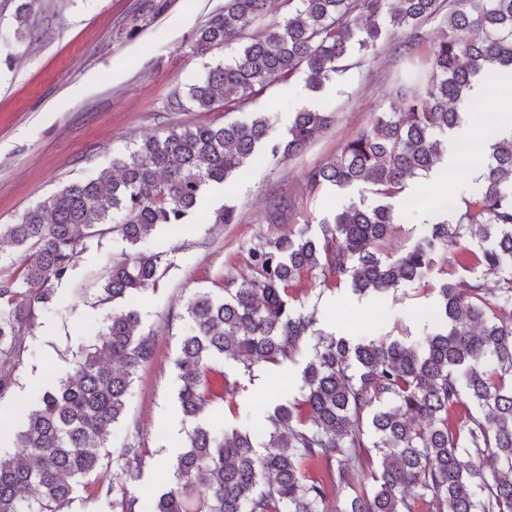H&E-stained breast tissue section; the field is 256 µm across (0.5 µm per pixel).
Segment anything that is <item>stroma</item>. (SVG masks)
Instances as JSON below:
<instances>
[{
    "label": "stroma",
    "instance_id": "obj_1",
    "mask_svg": "<svg viewBox=\"0 0 512 512\" xmlns=\"http://www.w3.org/2000/svg\"><path fill=\"white\" fill-rule=\"evenodd\" d=\"M16 5L17 0H0V224L16 223L63 185L110 166L133 143L178 127L223 122V113L175 110L171 103L185 97L206 66L224 58L221 50L203 56L192 51L197 29L222 10L224 0H34L30 33L23 38L16 34ZM397 42L387 35L377 56L321 87H312L301 72L249 100L234 119L267 113L277 138L287 135L296 113L305 109L331 113L333 121L301 155L257 160L225 184L209 187L198 206L199 223L160 230L143 243L144 251L162 253L163 266L156 285L128 305L139 312L142 327L156 334L157 350L134 379L125 418L110 431L102 472L113 476L129 468L125 485L144 501L165 485L190 425L177 400L174 366L180 338L190 328L187 300L200 291L223 296L225 280L252 278L250 250L260 240L289 233L318 238L324 223L350 202L377 205L376 197L358 188L309 192L303 173L334 156L375 114L389 110L396 80L407 68L395 51ZM478 189L463 169L444 181L409 180L405 193L391 202L397 220L387 260L427 235L439 200ZM282 191L296 198L293 220L265 223L270 198ZM227 204L236 209L235 223H214ZM125 251L115 235L89 243L71 278L39 313L23 360L13 369L16 383L0 396V433L7 436L1 454L13 452L23 412L45 387L71 372L73 353L104 331L111 309L97 303V289ZM446 258L439 253L423 281L384 294L361 295L348 283L326 285L315 273L293 282L290 294L294 306L317 307L323 334L356 342H418L438 327L434 313ZM311 356L304 343L294 360L249 371L239 362L214 360L211 384L217 390L230 384L232 392L215 399L199 422L219 432L264 429L273 404L297 396ZM134 426L142 460L129 465L121 452Z\"/></svg>",
    "mask_w": 512,
    "mask_h": 512
}]
</instances>
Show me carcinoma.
<instances>
[{
	"label": "carcinoma",
	"instance_id": "cac0c4a2",
	"mask_svg": "<svg viewBox=\"0 0 512 512\" xmlns=\"http://www.w3.org/2000/svg\"><path fill=\"white\" fill-rule=\"evenodd\" d=\"M443 12L425 79L402 82L390 111L304 172L311 191L359 186L383 204L350 203L320 239L265 240L251 251V279L226 283L222 298L202 292L188 301L192 330L175 369L177 398L192 420L217 398L208 380L215 358L250 370L293 359L309 340L313 356L298 396L275 406L263 431L218 434L191 424L153 512H323L331 487L346 492L341 512H512V129L485 128L491 160L480 192L447 202L453 218L435 221L431 236L397 260L381 258L395 220L385 200L440 163L443 140L463 120L457 105L512 72V0H398L395 9L388 0H224L193 50L233 45L234 54L207 67L177 105L227 116L299 71L318 87L377 51L387 27L405 32L398 53L412 58L420 29ZM331 122L305 109L283 142L271 140L262 114L173 130L113 158L96 177L63 186L17 223L0 224V240L25 253L16 273L0 277V364L20 362L38 313L88 242L118 234L134 249L112 263L97 290V302L112 306L98 343L73 354L72 373L41 394L15 452L0 456V512H69L77 486L92 476L116 512H144L124 484L99 477L108 429L124 419L130 386L157 348L155 333L122 306L160 277L162 255L139 244L160 227L194 223L206 188L224 184L259 151L296 156ZM294 211L292 196L280 192L265 221L286 224ZM474 227L482 243L472 249ZM448 248L459 258L439 288L443 327L414 344L324 335L317 308L296 310L288 296L314 271L336 287L384 293L424 278L434 254ZM481 268L500 276L490 282ZM465 397L475 412L454 422ZM306 460L322 462L323 474L306 472Z\"/></svg>",
	"mask_w": 512,
	"mask_h": 512
}]
</instances>
